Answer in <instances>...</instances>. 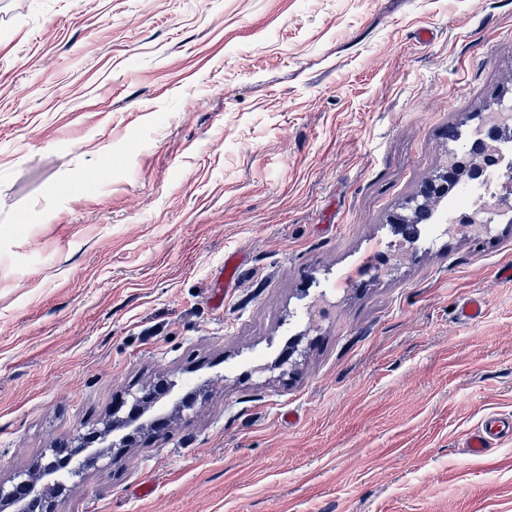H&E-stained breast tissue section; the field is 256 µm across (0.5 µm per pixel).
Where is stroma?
<instances>
[{
  "label": "stroma",
  "mask_w": 512,
  "mask_h": 512,
  "mask_svg": "<svg viewBox=\"0 0 512 512\" xmlns=\"http://www.w3.org/2000/svg\"><path fill=\"white\" fill-rule=\"evenodd\" d=\"M502 101L512 0H0V483L104 431L46 512H512V436L463 446L512 224L386 261Z\"/></svg>",
  "instance_id": "35a3bbf8"
}]
</instances>
